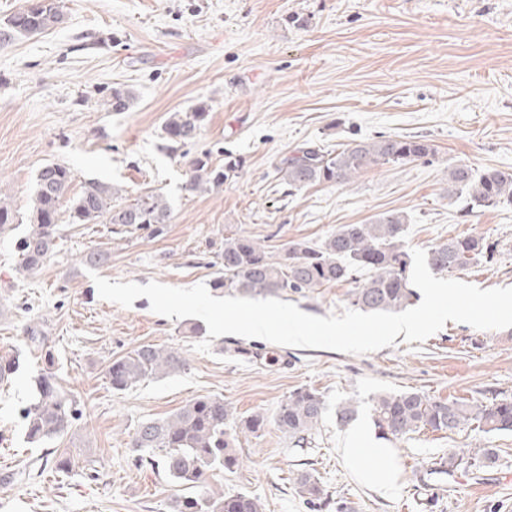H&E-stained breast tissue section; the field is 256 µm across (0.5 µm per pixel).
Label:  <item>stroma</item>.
I'll return each instance as SVG.
<instances>
[{
  "label": "stroma",
  "instance_id": "stroma-1",
  "mask_svg": "<svg viewBox=\"0 0 512 512\" xmlns=\"http://www.w3.org/2000/svg\"><path fill=\"white\" fill-rule=\"evenodd\" d=\"M64 18L27 38L0 40V199L16 217L0 230V355L40 328L32 352L0 383V512H169L184 490L132 446L141 422L164 418L191 398L217 396L237 416L274 415L289 392L317 389L329 404L359 403L372 416L380 392L419 391L487 404L512 398V328L482 331L446 322L422 342L367 354L297 348L221 336L211 351L198 318L167 319L141 297L124 308L102 300L92 280L187 288L212 284L224 238L242 233L280 252L293 240L321 243L342 224L387 212L407 221L405 250H428L474 236L494 258L455 272L483 289L512 287V204L482 208L448 194V169L465 164L512 172V0H56ZM133 91L128 111L112 112V88ZM206 105L191 154L221 163L233 152L241 174L216 192L181 186L187 157L170 153V113ZM430 141L429 161L387 164L344 185L289 192L277 165L295 148L333 149L377 136ZM73 173L71 193L107 181L123 195L163 193L173 218L163 234L113 224H61L51 256L17 271L36 175L47 164ZM102 253L99 264L84 260ZM352 283L284 299L315 316L349 308ZM183 352L185 371L114 391L109 364L138 345ZM54 374L81 418L63 438L30 443L21 418L37 378ZM344 432L327 414L311 444L297 447L275 424L239 436L235 472H213L212 493L259 497L265 512H512V433L479 426L423 430L391 443L401 480L382 499L346 468ZM494 448L481 472L435 473L467 448ZM73 455L55 471V449ZM312 472L327 497L308 508L294 482Z\"/></svg>",
  "mask_w": 512,
  "mask_h": 512
}]
</instances>
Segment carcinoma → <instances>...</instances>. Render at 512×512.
I'll return each mask as SVG.
<instances>
[{
	"label": "carcinoma",
	"instance_id": "cac0c4a2",
	"mask_svg": "<svg viewBox=\"0 0 512 512\" xmlns=\"http://www.w3.org/2000/svg\"><path fill=\"white\" fill-rule=\"evenodd\" d=\"M32 24L5 26L10 38L41 33L62 22L55 0L25 10ZM134 98L132 91L114 87L106 100L113 112H125ZM205 107L173 112L164 124L169 148L176 152L195 142L206 120ZM434 145L417 137H385L356 141L336 150L302 147L284 159L278 174L288 186L303 189L317 184L348 183L355 175L386 164H404L435 156ZM245 167L240 155L227 153L224 163L215 164L207 153L190 161L183 189L188 194L220 190L224 182L236 178ZM72 182L71 170L61 164H47L36 176L35 203L30 216V230L16 243L18 272L28 273L39 267L59 237L60 208L67 202L70 224H119L133 226L152 236L163 233L172 218L168 200L153 190L132 199H120L119 190L110 182L93 180L80 193L67 197ZM465 192L478 207L512 204V173L498 169L474 172L466 165L448 170V193ZM405 216L390 213L370 224H343L320 244L292 241L276 258L267 246L252 238L234 234L224 238L218 254L220 269L214 278L216 288L243 296H265L281 292L303 293L336 283H357L351 304L364 312L398 311L411 304L416 292L411 286L412 259L399 244ZM491 256V248L477 238L455 237L430 250L428 266L437 273L464 270L478 258ZM21 352L0 356V382L20 368ZM188 360L177 349L152 344L139 345L112 361L108 378L112 389L125 391L149 379L181 372ZM374 422L386 438L402 439L429 429L456 432L476 423L490 431L512 432V399L489 404L470 405L459 401L432 398L417 391L379 393L371 397ZM329 406L324 396L313 388L293 390L281 402L273 418L277 428L301 447L309 443ZM359 414L352 399L336 404L334 415L339 428L348 426ZM79 418L76 402L59 386L54 375L36 381L34 401L23 409L28 439L41 442L69 433ZM268 418L256 412L245 418L236 416L232 407L217 397L192 398L172 415L148 420L139 425L133 447L142 458L157 461L165 473L188 494L174 500L170 512H264L263 503L245 493L215 495L199 490L207 471L232 472L241 461L234 450L235 435L256 434ZM495 448L470 450L448 456L450 473L463 466L484 469L497 464ZM302 497L314 503L324 490L311 473L296 478Z\"/></svg>",
	"mask_w": 512,
	"mask_h": 512
}]
</instances>
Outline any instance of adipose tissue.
I'll use <instances>...</instances> for the list:
<instances>
[{
	"label": "adipose tissue",
	"instance_id": "ef3b65f1",
	"mask_svg": "<svg viewBox=\"0 0 512 512\" xmlns=\"http://www.w3.org/2000/svg\"><path fill=\"white\" fill-rule=\"evenodd\" d=\"M347 466L377 496L392 497L399 487L393 449L384 447L377 430L361 424L344 438L341 450Z\"/></svg>",
	"mask_w": 512,
	"mask_h": 512
}]
</instances>
